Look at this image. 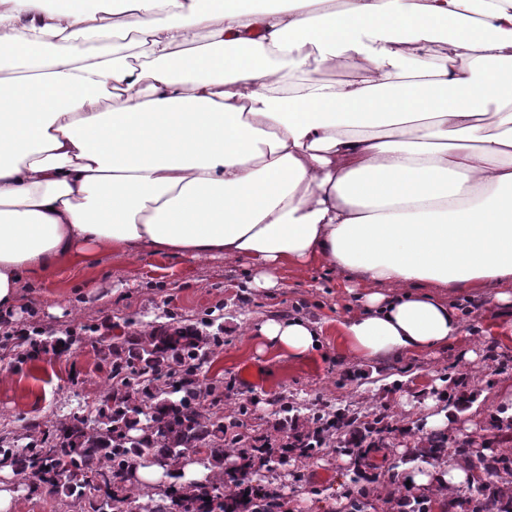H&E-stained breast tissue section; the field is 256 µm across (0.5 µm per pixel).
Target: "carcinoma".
<instances>
[{
    "mask_svg": "<svg viewBox=\"0 0 512 512\" xmlns=\"http://www.w3.org/2000/svg\"><path fill=\"white\" fill-rule=\"evenodd\" d=\"M213 320L200 325H160L143 335L133 332L124 340L99 349L110 375L124 379L100 400L95 410L73 413L50 429L28 428L26 451L0 445V464L19 474L34 469L41 476L30 485L43 486L62 502H77L82 512H124L126 502L142 512H288V502L270 483L254 478L261 471L275 472L290 459L310 458L321 450V435L332 431L336 421H323L322 434L297 427L294 407L282 409L279 430L289 433L290 444L269 447L260 439L239 434L241 446H224V416L208 410L220 400V387L203 383L186 361L204 364L219 337L206 332ZM355 422L372 442L378 443L389 429L384 417L340 412ZM209 464L211 478L184 481L177 472L191 456ZM152 458L171 482L131 496L139 459ZM484 482L472 498L477 508L494 492L496 482L512 477V460L477 456L472 462ZM238 492L226 496L221 489Z\"/></svg>",
    "mask_w": 512,
    "mask_h": 512,
    "instance_id": "1",
    "label": "carcinoma"
}]
</instances>
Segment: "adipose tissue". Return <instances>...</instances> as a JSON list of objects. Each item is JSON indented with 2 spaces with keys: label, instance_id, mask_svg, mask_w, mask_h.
I'll list each match as a JSON object with an SVG mask.
<instances>
[{
  "label": "adipose tissue",
  "instance_id": "ef3b65f1",
  "mask_svg": "<svg viewBox=\"0 0 512 512\" xmlns=\"http://www.w3.org/2000/svg\"><path fill=\"white\" fill-rule=\"evenodd\" d=\"M103 252L222 257L256 289L318 265L364 289L353 361L447 345L461 315L423 284H512V0H0V311ZM256 339L321 347L300 316Z\"/></svg>",
  "mask_w": 512,
  "mask_h": 512
}]
</instances>
